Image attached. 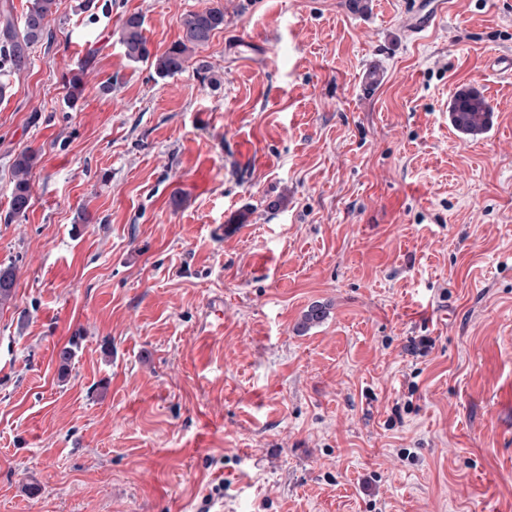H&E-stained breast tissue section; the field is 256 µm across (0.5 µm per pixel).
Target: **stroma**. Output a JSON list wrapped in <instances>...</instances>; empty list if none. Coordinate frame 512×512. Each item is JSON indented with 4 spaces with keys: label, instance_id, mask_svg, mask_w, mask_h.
Masks as SVG:
<instances>
[{
    "label": "stroma",
    "instance_id": "35a3bbf8",
    "mask_svg": "<svg viewBox=\"0 0 512 512\" xmlns=\"http://www.w3.org/2000/svg\"><path fill=\"white\" fill-rule=\"evenodd\" d=\"M80 2L0 101V512H512V0ZM447 16V0H416L414 12L408 14L405 30L409 36L418 39L430 29H435ZM224 27V8L217 5L190 11L181 20L182 36L161 55H153L152 65L160 77L181 73L196 49L205 47L216 31ZM145 30V17L138 12L127 15L122 22L121 43L126 57L132 62L149 60L151 57ZM449 118L462 138H470L477 130H486L491 118V107L474 88L456 92L450 101ZM39 162L38 155L30 150L20 152L12 164V192L5 221L24 217L31 206L30 175Z\"/></svg>",
    "mask_w": 512,
    "mask_h": 512
}]
</instances>
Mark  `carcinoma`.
<instances>
[{"label":"carcinoma","instance_id":"carcinoma-1","mask_svg":"<svg viewBox=\"0 0 512 512\" xmlns=\"http://www.w3.org/2000/svg\"><path fill=\"white\" fill-rule=\"evenodd\" d=\"M28 3L21 28L16 29L8 23L0 29V96L6 94L9 88L7 77L11 75L10 66L47 36L56 13V0H28ZM181 28L180 39L163 54L153 56L145 36V17L138 12L127 15L121 27V43L126 57L132 62L152 60L155 72L160 77L176 75L185 69L193 51L207 46L215 32L224 28V8L217 5L202 11H190L183 16ZM86 67L87 62H82L68 79L69 99L72 101L82 95ZM491 113L489 103L474 88L456 92L449 105L450 121L465 139L477 130L487 129ZM38 162V155L30 150L20 152L13 161V186L5 220L25 216L31 206L30 175ZM14 287V268H0V305L11 299Z\"/></svg>","mask_w":512,"mask_h":512}]
</instances>
